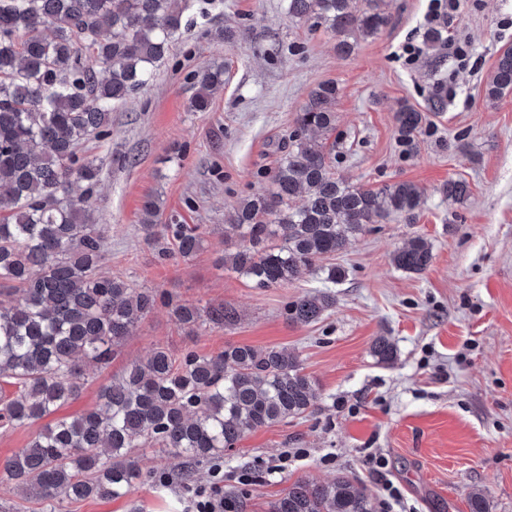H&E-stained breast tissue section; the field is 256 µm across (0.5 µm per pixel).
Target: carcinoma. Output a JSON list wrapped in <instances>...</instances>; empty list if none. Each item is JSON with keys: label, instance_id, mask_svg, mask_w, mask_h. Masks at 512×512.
Listing matches in <instances>:
<instances>
[{"label": "carcinoma", "instance_id": "obj_1", "mask_svg": "<svg viewBox=\"0 0 512 512\" xmlns=\"http://www.w3.org/2000/svg\"><path fill=\"white\" fill-rule=\"evenodd\" d=\"M382 0H287L288 15L336 34L347 54L360 38L389 23ZM189 0H0V284L18 293L0 303V376L15 396L0 403V426L17 427L53 415L79 395L89 365H106L121 341L158 305L172 307L184 325L233 320V311L178 303L148 288L99 273L106 228L92 220L102 168L82 153L91 139L111 134L112 109L145 89L166 62L186 25ZM51 26V33L42 32ZM105 77L99 78V66ZM190 108L203 112L224 83V66L194 74ZM512 93V48L498 57L486 86L494 102ZM336 86L311 93L288 136L272 189L245 200L226 218L239 246L224 256L226 270L254 288H279L301 270L345 249L350 238L393 215L412 224L421 193L410 181L377 188L336 178ZM426 115L403 106L395 113L399 143L411 150ZM81 188L75 194V188ZM448 199L470 196L466 180L449 178ZM162 201L149 198L141 229L167 253L170 239L184 260L203 247L205 232L160 224ZM426 239L415 237L392 256L410 273L432 261ZM335 304L327 292L288 306V319L319 321ZM378 362L396 357L385 336L372 343ZM315 383L299 355L285 348L227 345L214 355L173 359L155 348L144 363L101 386L98 405L62 415L0 465V480L51 512L86 499H119L140 481L136 448H162L197 464L236 446L245 433L311 411ZM268 512H378L373 495L339 475L327 483L298 479Z\"/></svg>", "mask_w": 512, "mask_h": 512}]
</instances>
